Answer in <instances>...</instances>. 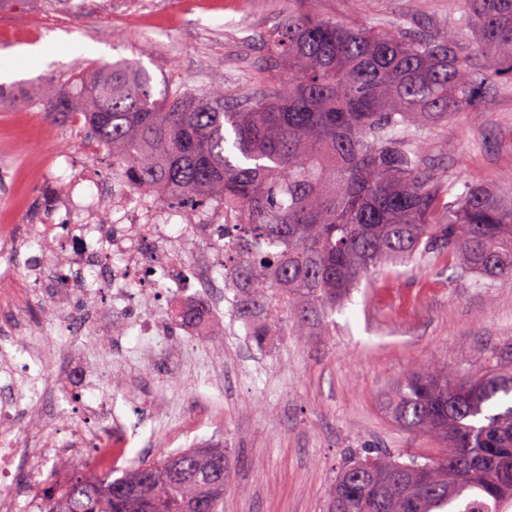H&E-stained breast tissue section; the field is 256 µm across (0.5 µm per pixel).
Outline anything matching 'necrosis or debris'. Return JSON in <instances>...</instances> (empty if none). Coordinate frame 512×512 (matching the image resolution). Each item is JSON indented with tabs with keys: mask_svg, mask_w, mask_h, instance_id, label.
<instances>
[{
	"mask_svg": "<svg viewBox=\"0 0 512 512\" xmlns=\"http://www.w3.org/2000/svg\"><path fill=\"white\" fill-rule=\"evenodd\" d=\"M190 221V214H176L171 206L146 185L113 180L92 182L88 169L74 170L63 195L47 194L43 214L32 225L31 235L46 238L48 232L66 226L72 241L67 253L69 266L77 276L76 292L82 300L80 315L65 314L60 324L65 329L94 323V341L121 349L115 326L126 319L130 303H137L141 313L137 322L142 346L152 352L167 347V318L158 307L159 293L177 299L182 310L189 312V325L199 326L220 313L223 295L214 294L216 265L212 252L197 248L198 235L208 241L221 239L224 229L232 227L236 217L223 204H214L202 233L190 231L176 236L172 220ZM193 260L192 276L198 285L194 292L181 289L176 270L184 257ZM145 267L149 277L140 281L135 271ZM104 271L112 285L108 305L93 302L88 275ZM51 277L47 266L26 269L22 274H0L5 286L0 289V303L26 307L46 301L45 286ZM28 386L30 405L42 407L50 396L32 370L31 362L16 363L11 353L0 349V429L13 426L20 403L13 394L17 379ZM112 404L99 396L74 417L63 439L46 448L26 447L22 438H0V512H15L14 470L17 460L28 462L32 473H40L51 461L71 455L87 441H94L97 468L112 469L126 458L123 442L113 441L107 432L114 427Z\"/></svg>",
	"mask_w": 512,
	"mask_h": 512,
	"instance_id": "necrosis-or-debris-1",
	"label": "necrosis or debris"
}]
</instances>
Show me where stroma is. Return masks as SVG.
Wrapping results in <instances>:
<instances>
[{"label":"stroma","instance_id":"1","mask_svg":"<svg viewBox=\"0 0 512 512\" xmlns=\"http://www.w3.org/2000/svg\"><path fill=\"white\" fill-rule=\"evenodd\" d=\"M279 0H0V53L44 45L41 61L16 59L18 77L0 83V231L22 237L36 223L40 170L54 154L84 159L64 122L43 104L15 103L16 90L63 78L76 61L108 63L136 58L155 90L178 81L233 88L263 85L258 37L279 19ZM321 16L370 25L404 23L435 35L462 23L463 0H314ZM85 51L69 53L71 43ZM426 157L440 175L499 186L512 175V81L497 84L477 111L460 112L425 133ZM49 255L53 309L73 307L66 243L48 250L22 246L11 263L23 269ZM232 289L223 317L208 336L194 338L176 325L172 350L144 353L134 326L121 331L142 376L130 387L113 368L115 352L90 349L87 336L54 324L50 310H31L26 329L0 308V335L25 330L43 336L45 360L95 368L96 385L109 390L127 429L136 433L128 460L171 452L174 435L191 432L195 444L222 442L229 474L222 512H326L338 468L349 454L385 449L425 463L441 444L402 428L388 397L419 361L433 358L469 376L512 351V279L459 276L448 253L428 261L390 265L370 273L343 306L311 305L302 328L288 322L280 293L247 303ZM277 320L276 335L252 336ZM189 353L196 361L178 374L167 363ZM174 407L169 433L154 434L151 404Z\"/></svg>","mask_w":512,"mask_h":512}]
</instances>
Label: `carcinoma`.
Masks as SVG:
<instances>
[{"instance_id": "1", "label": "carcinoma", "mask_w": 512, "mask_h": 512, "mask_svg": "<svg viewBox=\"0 0 512 512\" xmlns=\"http://www.w3.org/2000/svg\"><path fill=\"white\" fill-rule=\"evenodd\" d=\"M465 3L464 24L431 36L345 25L284 0L261 36L260 93L172 82L156 97L150 73L118 59L90 82L79 67L34 96L106 143L112 174L177 204L234 208L250 287L293 295L297 325L308 302L333 306L370 271L432 252L458 257L466 275L512 277V179L502 189L464 181L454 194L424 154L431 125L476 111L492 86L512 80V0ZM391 400L395 421L441 440L457 469L358 454L338 470L327 512H500L512 502L489 490L503 457L512 461L511 355L463 378L420 363ZM222 456L220 445L178 450L132 461L115 478L60 458L40 483L39 512H141L135 497L116 504L82 491L144 474L155 512H191L204 498L218 512L224 473L211 461Z\"/></svg>"}]
</instances>
